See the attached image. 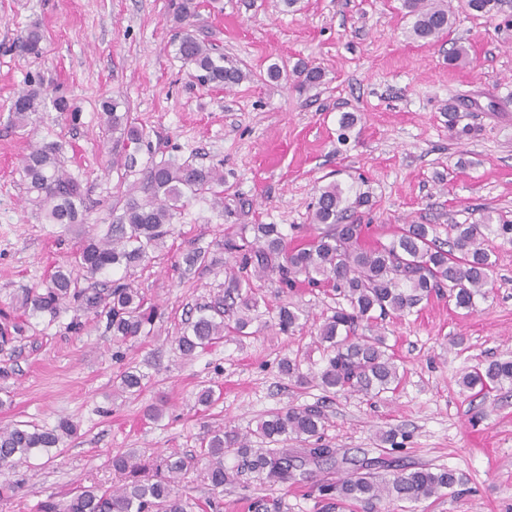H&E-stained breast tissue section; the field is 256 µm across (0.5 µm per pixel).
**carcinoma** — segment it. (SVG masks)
<instances>
[{
    "mask_svg": "<svg viewBox=\"0 0 512 512\" xmlns=\"http://www.w3.org/2000/svg\"><path fill=\"white\" fill-rule=\"evenodd\" d=\"M459 8L474 19H489L502 8V0H460ZM195 9L193 0L176 6L175 22L183 32L176 44L179 58L202 86L231 88L253 76L212 44L189 29ZM405 15L412 19L410 36L433 41L446 34L455 20V9L447 0H402ZM44 33L39 23H31L16 45L17 51L35 58L42 54ZM269 80L292 81L298 92L319 88L325 72L318 66L300 62L292 71L274 63L266 70ZM43 104L41 85L31 81L12 99L11 120L19 128L29 124L30 115ZM103 122L112 133V165L124 166L130 149L144 143L143 132L127 113L119 112L120 102L101 103ZM448 131L461 140L473 133L461 124L459 105L448 103ZM360 121L354 112H343L338 120V140L345 142ZM62 145L42 141L30 146L21 158L20 174L29 203L46 224L84 223V197L80 181L61 165ZM149 198L138 199L129 192L122 206L112 210V224L102 237L87 236L80 241L74 268L61 266L48 276L41 288L23 300L29 316L56 315L61 305L72 301L85 314L105 318L106 330L119 343L150 333L160 317L158 306L147 301L126 277L112 280L107 288H79L74 270L90 277L109 271L128 273L163 245L172 224L186 201L211 197L224 204V177L212 169L189 164L161 163L147 177ZM372 206V196L352 185L331 181L318 187L311 206L309 241L288 248L286 236L277 224H244L234 234L224 236V252L235 261L224 289V302L199 310L187 319L178 348L187 358L207 349L233 330L241 336L252 323L260 300L256 288L275 279L289 287L297 283L325 285L341 296L344 304L325 317L319 326L323 365L309 376L301 371V360L283 358L280 371L298 385L311 381L324 393L334 396L361 393L377 397L394 391L401 375L392 346L379 331L378 321L401 317L431 295H448L455 308L472 312L477 301L486 299L493 284L495 246L512 245V223L494 222L486 214L476 224H452L448 240L441 242L430 224H404L390 238L371 247L363 244L364 227L358 214ZM234 315V326L224 323V315ZM302 313L279 306L276 325L283 334L301 326ZM0 343L8 344L24 331V323L0 316ZM143 376L131 371L121 375L122 389L134 395L142 389ZM469 390L512 388V359L503 358L473 367L461 378ZM325 414L319 405L290 406L261 419L253 434L234 429H209L200 439L198 458L208 461L207 480L212 490L240 480L244 472L255 474L271 485L297 482L296 472L307 464H329L336 449L302 448L290 451L275 444L296 439L312 443L322 439ZM74 425L62 419L52 428L13 423L0 427V463L21 464L35 450L58 448L74 433ZM274 447L256 448L252 437ZM238 459L235 469L224 467V455ZM190 459L171 453L154 461L135 452L112 456L114 472L123 477L119 487L79 486L64 503L49 497L38 503L36 512H187L188 502L179 488V476ZM463 483L454 470L440 468L400 469L385 473L371 467L356 471L323 486L344 503L363 502L373 508L385 501L417 503L438 497Z\"/></svg>",
    "mask_w": 512,
    "mask_h": 512,
    "instance_id": "1",
    "label": "carcinoma"
}]
</instances>
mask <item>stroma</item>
Returning a JSON list of instances; mask_svg holds the SVG:
<instances>
[{"label": "stroma", "mask_w": 512, "mask_h": 512, "mask_svg": "<svg viewBox=\"0 0 512 512\" xmlns=\"http://www.w3.org/2000/svg\"><path fill=\"white\" fill-rule=\"evenodd\" d=\"M172 2L0 0L1 310L20 307L28 289L69 265L83 236H103L116 199L148 166L175 159L224 175L223 205L189 200L171 236L130 277L159 307L152 335L117 345L104 323L70 304L56 318H32L21 339L0 345V426L51 427L66 417L77 427L61 447L0 467V488L11 491L0 512H34L79 485H120L109 464L115 454L193 455L207 429L245 434L271 411L320 400L321 443L335 449V465L288 488L243 473L225 486L220 512H250L263 496L281 499L282 512H329L320 485L366 459L449 467L465 477L455 493L391 502L384 512H512V389L477 394L460 383L471 367L512 355V247L497 250L493 290L474 312L433 296L381 322L402 379L378 397L326 399L279 371L282 358L295 356L303 372L320 368L317 328L338 302L330 290L301 285L283 294L266 284L247 335L227 334L191 359L175 343L190 315L224 297L233 263L225 233L278 224L291 245L305 242L316 190L332 179L363 176L373 202L363 216L369 246L405 224L433 225L444 241L450 225L487 213L512 221V0L492 20L459 15L447 37L430 44L410 38L400 0H199L195 30L253 72L229 90L196 85L176 55ZM34 19L43 24L44 53L23 58L13 45ZM456 44L467 48L469 65L449 66ZM299 61L321 67L324 85L300 93L265 80L270 64ZM31 78L42 79L48 102L19 129L8 105ZM59 95L78 121L53 108ZM107 97L124 100L146 136L134 167L112 165L101 116ZM456 97L467 99L474 128L465 140L450 136L444 115ZM344 112L360 120L342 143ZM42 140L63 144L64 167L81 182L89 207L83 227L41 223L25 202L20 160ZM191 250L207 262L185 268ZM284 301L309 315L291 335L275 325ZM130 368L144 376L135 396L120 389ZM204 386L221 393L205 411L195 403ZM162 398V418L145 420L144 408Z\"/></svg>", "instance_id": "35a3bbf8"}]
</instances>
